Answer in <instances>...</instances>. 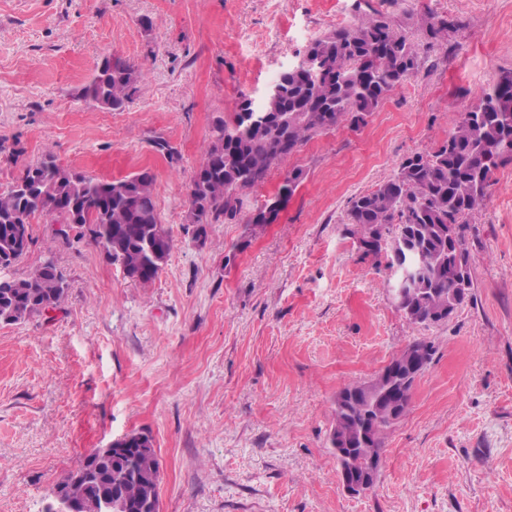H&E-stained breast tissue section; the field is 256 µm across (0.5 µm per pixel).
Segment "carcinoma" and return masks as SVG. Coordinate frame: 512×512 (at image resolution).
Returning a JSON list of instances; mask_svg holds the SVG:
<instances>
[{
    "label": "carcinoma",
    "mask_w": 512,
    "mask_h": 512,
    "mask_svg": "<svg viewBox=\"0 0 512 512\" xmlns=\"http://www.w3.org/2000/svg\"><path fill=\"white\" fill-rule=\"evenodd\" d=\"M447 36L446 21L422 17L412 33L373 9L312 39L306 51L325 55L331 70H284L275 81L277 96L258 103L245 94L238 111L213 122L205 157L191 176L186 224L192 236H206V225L222 216L235 218L241 193L265 182L274 167L315 136L341 124L359 126L389 92L418 73L423 40ZM141 77L127 60L107 57L84 87V98L104 109L121 110L133 101ZM508 136L512 68L499 71L435 151L406 158L392 179L350 200L347 223L360 228L365 252H376L389 234L391 252L408 267L403 283H388L390 289H402L395 305L408 322L444 323L454 295L473 298L472 272L463 282L451 265L458 256L473 264L463 224L489 201L494 172L512 162V151L498 149ZM303 178L300 168L288 172L275 193L281 204L288 203ZM154 182L148 171L99 178L65 169L50 157L25 166L0 189V323L42 316L66 300L68 285L50 257L21 278L11 274L32 244L31 224L39 217H61L67 239L73 231L83 236V228L89 227L93 240L125 277L143 285L153 282L174 247L155 205ZM412 388L410 383L401 390L395 416L379 405L368 421L361 384L341 390L346 401L335 409L330 442L338 433H357L366 421L369 426L366 438L338 464L359 473L370 459L381 456L385 433L407 412ZM119 446L139 452L133 460L116 451L97 456L90 480L80 478L89 466L86 460L61 476L57 489L84 500L102 488L127 505L128 512H154L151 504L159 498L161 465L152 436L133 433Z\"/></svg>",
    "instance_id": "obj_1"
}]
</instances>
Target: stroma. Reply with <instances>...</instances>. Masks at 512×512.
<instances>
[{"label":"stroma","mask_w":512,"mask_h":512,"mask_svg":"<svg viewBox=\"0 0 512 512\" xmlns=\"http://www.w3.org/2000/svg\"><path fill=\"white\" fill-rule=\"evenodd\" d=\"M369 4L409 29L445 20L448 37L423 41L419 72L365 124L309 141L199 241L183 225L212 123L348 24L356 0H0V188L48 156L96 176L146 169L174 240L143 286L92 238L57 237L58 217L33 224L12 272L53 258L68 297L0 324V512H45L62 474L132 432L154 440L162 512H512V163L466 218L474 300L448 322L409 323L386 286L389 245L365 253L346 221L351 198L433 152L512 68V0ZM110 56L144 75L122 111L82 96ZM296 167L306 177L278 221L247 223ZM416 339L433 361L375 485L349 495L336 396Z\"/></svg>","instance_id":"1"}]
</instances>
